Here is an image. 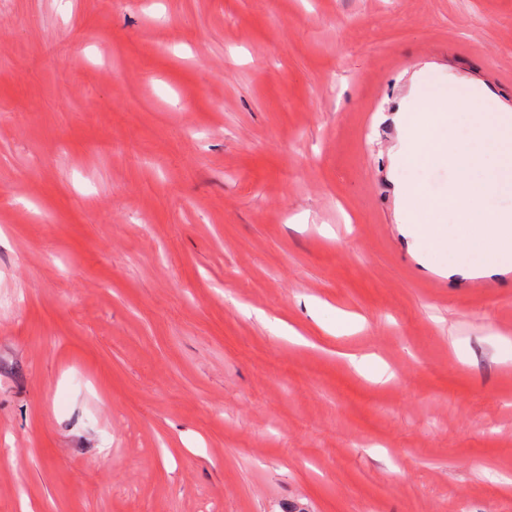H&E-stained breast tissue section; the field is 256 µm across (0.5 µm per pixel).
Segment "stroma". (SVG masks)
I'll list each match as a JSON object with an SVG mask.
<instances>
[{
    "instance_id": "1",
    "label": "stroma",
    "mask_w": 512,
    "mask_h": 512,
    "mask_svg": "<svg viewBox=\"0 0 512 512\" xmlns=\"http://www.w3.org/2000/svg\"><path fill=\"white\" fill-rule=\"evenodd\" d=\"M424 70L512 106V0H0V512H512V270L391 182Z\"/></svg>"
}]
</instances>
